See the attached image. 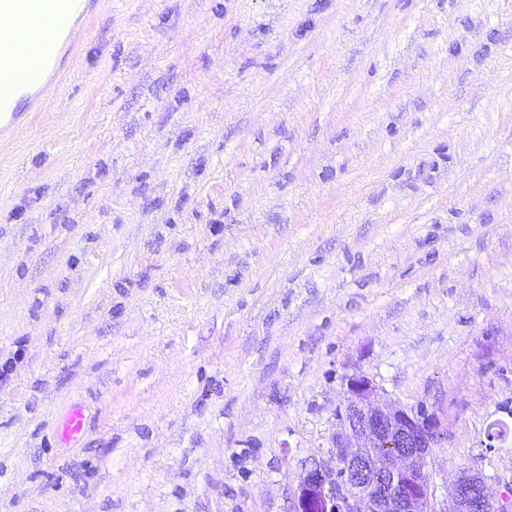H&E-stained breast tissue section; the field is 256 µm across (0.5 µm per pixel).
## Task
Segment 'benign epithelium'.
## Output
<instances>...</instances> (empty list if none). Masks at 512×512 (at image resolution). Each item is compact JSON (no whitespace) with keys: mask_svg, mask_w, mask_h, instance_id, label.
Returning <instances> with one entry per match:
<instances>
[{"mask_svg":"<svg viewBox=\"0 0 512 512\" xmlns=\"http://www.w3.org/2000/svg\"><path fill=\"white\" fill-rule=\"evenodd\" d=\"M346 399L336 407L331 436L335 464L313 461L304 468L292 512H474L483 503L509 512L512 499L495 498L484 477L463 473L452 488V508L437 502L427 456L438 433L437 418L422 409L381 399L368 376H345ZM397 451L370 456L383 441Z\"/></svg>","mask_w":512,"mask_h":512,"instance_id":"obj_1","label":"benign epithelium"}]
</instances>
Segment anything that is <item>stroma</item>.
<instances>
[{"mask_svg": "<svg viewBox=\"0 0 512 512\" xmlns=\"http://www.w3.org/2000/svg\"><path fill=\"white\" fill-rule=\"evenodd\" d=\"M75 40L0 134V512H290L354 372L502 492L512 0H101ZM86 429V418L79 409L70 411L64 418L61 427V439L70 445L75 443L82 436Z\"/></svg>", "mask_w": 512, "mask_h": 512, "instance_id": "1", "label": "stroma"}]
</instances>
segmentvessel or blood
<instances>
[{
    "label": "vessel or blood",
    "mask_w": 512,
    "mask_h": 512,
    "mask_svg": "<svg viewBox=\"0 0 512 512\" xmlns=\"http://www.w3.org/2000/svg\"><path fill=\"white\" fill-rule=\"evenodd\" d=\"M97 0H0V125L15 120L19 98L41 106L43 79L58 83L73 56L74 13L89 16ZM86 429L81 410L70 411L61 427L64 443Z\"/></svg>",
    "instance_id": "b4317fda"
}]
</instances>
